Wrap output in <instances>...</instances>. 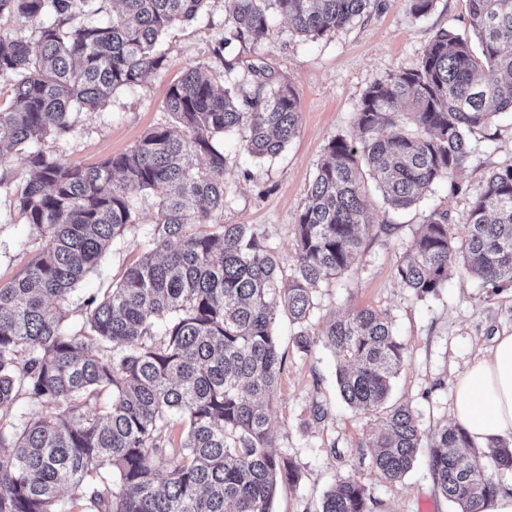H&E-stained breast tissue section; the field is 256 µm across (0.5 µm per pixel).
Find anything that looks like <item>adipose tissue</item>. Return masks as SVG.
<instances>
[{"mask_svg":"<svg viewBox=\"0 0 512 512\" xmlns=\"http://www.w3.org/2000/svg\"><path fill=\"white\" fill-rule=\"evenodd\" d=\"M453 413L475 443L512 441V334L495 337L457 379Z\"/></svg>","mask_w":512,"mask_h":512,"instance_id":"adipose-tissue-1","label":"adipose tissue"}]
</instances>
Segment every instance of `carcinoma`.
I'll return each mask as SVG.
<instances>
[{
	"label": "carcinoma",
	"instance_id": "carcinoma-1",
	"mask_svg": "<svg viewBox=\"0 0 512 512\" xmlns=\"http://www.w3.org/2000/svg\"><path fill=\"white\" fill-rule=\"evenodd\" d=\"M95 0H0V16L30 22L26 37L0 33V190L14 192L20 219L43 241L0 284V407L20 396L39 411L0 420V512H58L60 490L81 512H271L295 466L272 451L265 400L282 356L274 323L299 326L295 344L331 346L336 382L349 405L381 415L368 437L371 462L398 481L414 466L422 437L412 409L388 404L405 362L385 314L354 310L320 338L307 329L318 284L361 256L371 224L365 179L393 210L420 202L451 179L471 153L469 135L512 111V0H467L471 35L440 31L417 64L373 83L354 113L356 140L335 137L296 220L291 273L251 224H221L228 156L221 136L246 132V153L279 155L298 130V98L269 65L228 60L240 42L260 44L276 15L316 39L378 6V0H233V22L214 51L228 75L257 87L218 84L188 70L164 108L171 122L147 130L126 152L75 167L44 148L74 129L73 108L95 110L124 86L159 70L157 51L174 23L201 16L206 0H118L94 26ZM26 153L32 176L15 184L5 148ZM165 187L154 224L140 228L138 192ZM449 214L419 225L413 252L397 266L401 283L433 296L458 266L496 290L512 286V167L487 177L462 239ZM142 231L146 253L116 286L85 301L69 327L73 287L127 231ZM111 400L99 403L103 392ZM179 416L184 434L173 433ZM439 492L460 512H485L499 493L491 469L512 468V448L476 447L459 425L428 448ZM366 486L340 480L321 512H371Z\"/></svg>",
	"mask_w": 512,
	"mask_h": 512
}]
</instances>
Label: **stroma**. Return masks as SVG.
Returning a JSON list of instances; mask_svg holds the SVG:
<instances>
[{"mask_svg":"<svg viewBox=\"0 0 512 512\" xmlns=\"http://www.w3.org/2000/svg\"><path fill=\"white\" fill-rule=\"evenodd\" d=\"M231 23L229 0H207L199 19L178 22L161 37L163 67L138 85L118 89L102 108L82 112L74 132L51 149L63 161L85 167L130 148L148 128L168 122L163 104L170 85L189 69L209 67L213 51ZM470 32L466 0H434L431 11L415 16L410 0H380L378 8L352 24L314 41L295 35L289 22L274 16L258 45L236 44L229 57L262 59L274 76L287 79L298 95V132L274 159L245 154L243 132L226 135L229 157L224 176L223 224H251L281 257L295 256V224L328 142L355 138L353 114L366 89L396 71L415 66L422 48L438 31ZM472 152L453 181H441L416 205L392 211L371 192L370 222L395 224L396 234L373 232L364 252L344 274L322 281L307 324L315 333L330 320L368 307L385 313L406 361L393 381L390 400L409 405L424 441L454 423L453 387L472 360L486 353L494 336L512 333V287L491 292L465 271L451 276L434 296L420 298L405 288L396 268L413 244V233L433 210L448 211L449 232L459 237L474 198L490 172L512 166V112L499 114L470 137ZM40 241L15 210L12 194L0 193V283L8 282L37 253ZM143 250L141 235L116 239L98 264L78 283L70 301L69 323L81 324L84 300L102 295ZM296 328L279 316L276 332L283 357L280 380L269 401L270 438L275 451L292 460L299 480L281 486L273 512H320L323 497L339 480L352 476L376 502L372 512H457L434 486L426 456L398 481L384 479L372 466L367 438L379 419L348 406L338 394L337 360L317 343L310 353L293 342ZM328 415L316 422L313 404Z\"/></svg>","mask_w":512,"mask_h":512,"instance_id":"1","label":"stroma"}]
</instances>
